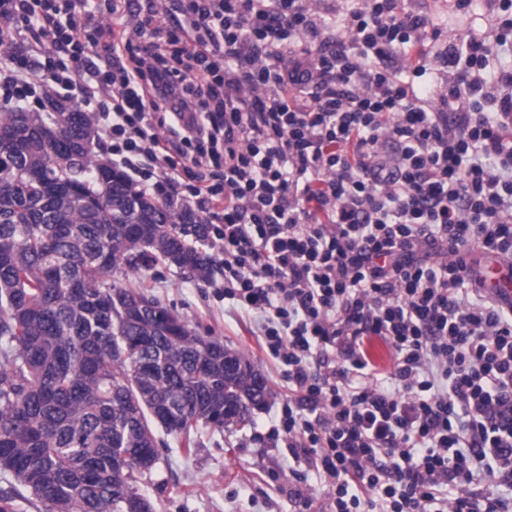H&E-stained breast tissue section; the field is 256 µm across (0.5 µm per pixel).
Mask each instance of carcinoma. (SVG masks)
<instances>
[{
  "label": "carcinoma",
  "instance_id": "obj_1",
  "mask_svg": "<svg viewBox=\"0 0 512 512\" xmlns=\"http://www.w3.org/2000/svg\"><path fill=\"white\" fill-rule=\"evenodd\" d=\"M0 512H148L156 430L195 448L200 427L246 424L270 395L242 354L199 334L117 274L159 262L214 272L204 225L178 215L94 151L90 113L0 108ZM62 126L58 145L40 134Z\"/></svg>",
  "mask_w": 512,
  "mask_h": 512
}]
</instances>
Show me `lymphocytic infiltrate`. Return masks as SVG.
I'll use <instances>...</instances> for the list:
<instances>
[{"label": "lymphocytic infiltrate", "instance_id": "f902f5d3", "mask_svg": "<svg viewBox=\"0 0 512 512\" xmlns=\"http://www.w3.org/2000/svg\"><path fill=\"white\" fill-rule=\"evenodd\" d=\"M426 16L361 0H0V105H84L113 165L197 216L225 299L260 313L280 426L331 512H512V0L449 38L415 90ZM392 352L380 368L365 344ZM312 8L316 10L326 23L334 21L339 13L345 12L356 0H310ZM426 49L429 51V56L426 61V73L420 77H415L411 72H403L400 78L404 82L413 83L415 86L426 85L434 87L438 91L443 90L446 86L445 81L447 75L439 70L440 68L434 61L433 54L436 50V46L433 47V45H429ZM485 289L499 302L512 305V276L507 268L491 267L487 273Z\"/></svg>", "mask_w": 512, "mask_h": 512}]
</instances>
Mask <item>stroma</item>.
<instances>
[{"instance_id":"1","label":"stroma","mask_w":512,"mask_h":512,"mask_svg":"<svg viewBox=\"0 0 512 512\" xmlns=\"http://www.w3.org/2000/svg\"><path fill=\"white\" fill-rule=\"evenodd\" d=\"M404 6L425 15L429 28L445 38L494 33L493 0H473L466 12L458 10L456 0H404ZM132 282L178 312L202 335L244 353L271 389L267 406L256 411L251 425L203 428L193 454L183 452L176 436H167L148 487L156 512H299L294 496L298 490L316 496L320 512H327L330 491L318 473L269 438L279 422L288 383L257 343L259 315L222 300L214 284L186 277L165 263L133 277Z\"/></svg>"}]
</instances>
